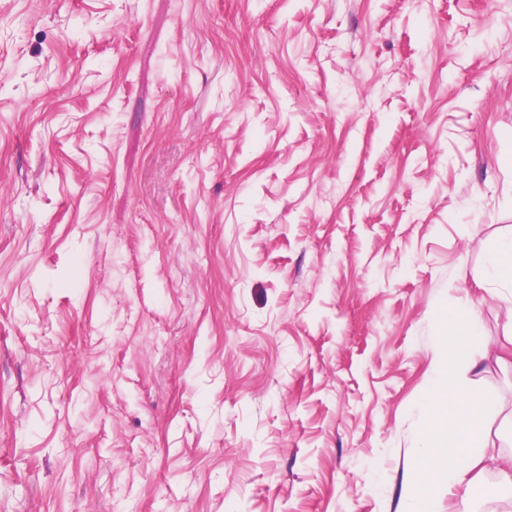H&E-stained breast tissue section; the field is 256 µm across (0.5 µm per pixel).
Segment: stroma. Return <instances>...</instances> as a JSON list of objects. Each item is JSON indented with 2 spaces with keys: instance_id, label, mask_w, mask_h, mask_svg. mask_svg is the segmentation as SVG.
<instances>
[{
  "instance_id": "stroma-1",
  "label": "stroma",
  "mask_w": 512,
  "mask_h": 512,
  "mask_svg": "<svg viewBox=\"0 0 512 512\" xmlns=\"http://www.w3.org/2000/svg\"><path fill=\"white\" fill-rule=\"evenodd\" d=\"M509 234L512 0H0V512H412ZM482 275L512 288V234L500 238L489 249Z\"/></svg>"
}]
</instances>
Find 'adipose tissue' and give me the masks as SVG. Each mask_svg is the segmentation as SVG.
Wrapping results in <instances>:
<instances>
[{
	"mask_svg": "<svg viewBox=\"0 0 512 512\" xmlns=\"http://www.w3.org/2000/svg\"><path fill=\"white\" fill-rule=\"evenodd\" d=\"M480 334L477 306L436 315L439 368L420 405L422 446L407 469L406 490L416 512H438L445 492L469 505L488 463L501 456L488 429L494 402L467 380L482 366V355L472 348Z\"/></svg>",
	"mask_w": 512,
	"mask_h": 512,
	"instance_id": "ef3b65f1",
	"label": "adipose tissue"
}]
</instances>
